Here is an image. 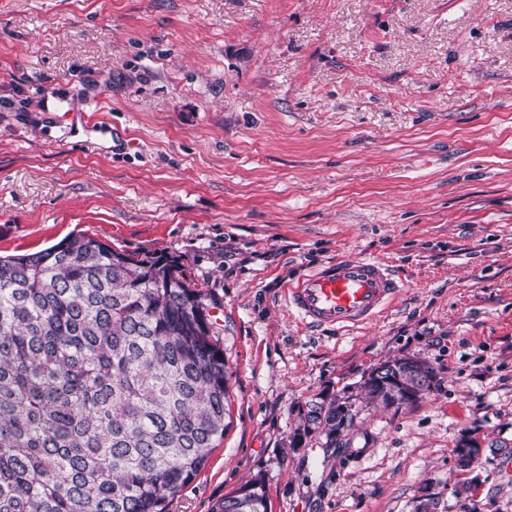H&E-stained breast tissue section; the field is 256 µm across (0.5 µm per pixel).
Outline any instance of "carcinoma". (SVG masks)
I'll list each match as a JSON object with an SVG mask.
<instances>
[{"instance_id": "carcinoma-1", "label": "carcinoma", "mask_w": 512, "mask_h": 512, "mask_svg": "<svg viewBox=\"0 0 512 512\" xmlns=\"http://www.w3.org/2000/svg\"><path fill=\"white\" fill-rule=\"evenodd\" d=\"M208 308L172 257L75 233L0 256V512H167L226 430L228 371ZM439 384L401 357L303 430L344 446L353 399L391 407ZM213 512H268L262 478Z\"/></svg>"}]
</instances>
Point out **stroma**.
<instances>
[{
  "instance_id": "35a3bbf8",
  "label": "stroma",
  "mask_w": 512,
  "mask_h": 512,
  "mask_svg": "<svg viewBox=\"0 0 512 512\" xmlns=\"http://www.w3.org/2000/svg\"><path fill=\"white\" fill-rule=\"evenodd\" d=\"M75 232L209 306L229 427L169 512L257 475L269 512H460L462 433L512 442V0H0V254ZM344 252L402 294L305 326L288 288ZM403 355L438 389L292 446Z\"/></svg>"
}]
</instances>
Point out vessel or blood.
I'll return each mask as SVG.
<instances>
[{
    "mask_svg": "<svg viewBox=\"0 0 512 512\" xmlns=\"http://www.w3.org/2000/svg\"><path fill=\"white\" fill-rule=\"evenodd\" d=\"M401 291L384 263L345 255L303 274L288 290V305L306 325L352 330L372 321Z\"/></svg>",
    "mask_w": 512,
    "mask_h": 512,
    "instance_id": "1",
    "label": "vessel or blood"
}]
</instances>
